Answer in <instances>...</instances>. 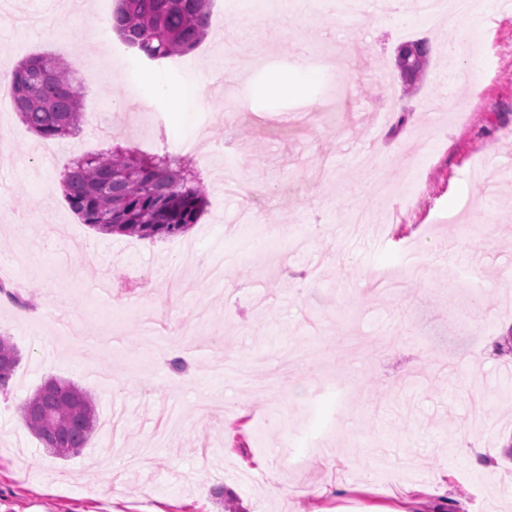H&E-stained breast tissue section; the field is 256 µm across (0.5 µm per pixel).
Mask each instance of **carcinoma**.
Returning <instances> with one entry per match:
<instances>
[{"mask_svg": "<svg viewBox=\"0 0 512 512\" xmlns=\"http://www.w3.org/2000/svg\"><path fill=\"white\" fill-rule=\"evenodd\" d=\"M209 0H117L112 28L120 40L151 60L181 56L205 38ZM418 55L397 56L406 77L427 66L429 47ZM81 78L67 64L41 54L21 62L12 80L15 109L43 139L80 132ZM63 194L81 221L105 234L167 239L186 233L208 206L199 173L174 155H144L129 146L85 154L68 166ZM18 352L0 337V390L18 364ZM28 428L44 449L67 457L87 447L97 426L87 395L74 384L52 379L21 405Z\"/></svg>", "mask_w": 512, "mask_h": 512, "instance_id": "1", "label": "carcinoma"}]
</instances>
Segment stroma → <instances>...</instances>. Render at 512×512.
Listing matches in <instances>:
<instances>
[{
    "label": "stroma",
    "mask_w": 512,
    "mask_h": 512,
    "mask_svg": "<svg viewBox=\"0 0 512 512\" xmlns=\"http://www.w3.org/2000/svg\"><path fill=\"white\" fill-rule=\"evenodd\" d=\"M114 7L0 0L1 67L50 53L85 79L81 133L50 142L0 97V281L24 297L0 301V336L20 355L0 390V512H407L413 490L430 512H512V476L492 466L512 435V368L493 352L512 327L499 288L512 279V10L488 0L436 27L391 0L356 17L338 0L262 15L210 0L181 70L146 59L134 75L135 49L92 41L91 17ZM419 39L431 52L409 91L396 58ZM452 63L465 77L444 94ZM142 75L196 80L205 105L179 112L161 95L126 111ZM277 75L288 94L265 92ZM199 136L209 204L166 241L81 224L57 182L61 158L115 142L172 154ZM234 149L246 200L220 194ZM273 224L285 236L242 253L241 237ZM212 257L233 259L224 279L162 287L171 266L190 279ZM383 267L401 268L400 288H367ZM127 288L138 309L118 301ZM51 379L85 391L99 420L65 458L20 412ZM259 471L288 498L242 482Z\"/></svg>",
    "instance_id": "1"
}]
</instances>
